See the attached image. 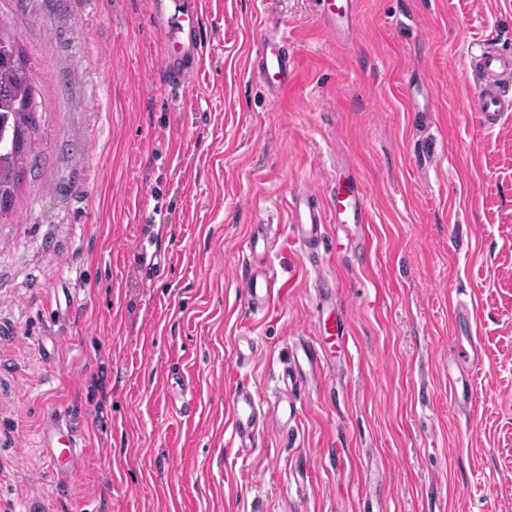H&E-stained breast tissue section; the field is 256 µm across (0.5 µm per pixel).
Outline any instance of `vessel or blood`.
<instances>
[{"label":"vessel or blood","instance_id":"1","mask_svg":"<svg viewBox=\"0 0 512 512\" xmlns=\"http://www.w3.org/2000/svg\"><path fill=\"white\" fill-rule=\"evenodd\" d=\"M355 0H314L315 12L329 32H336L351 21ZM203 0H151L150 18L160 36L161 61L167 80L181 91H189L190 75L196 68L203 48L200 26ZM255 67L270 87L287 89L293 79L291 55L286 39L264 38L256 49ZM477 84L472 91L471 106L484 126H501L512 113V54L494 49L483 50L473 60ZM289 210L296 236L303 245H311L323 234L326 217L339 224H363L367 208L363 187L351 175L336 173L326 196L308 186L290 194ZM244 299L253 310L266 309L278 290L268 269L243 262L239 276ZM296 405L279 397L263 405L259 394L241 385L235 388L230 402L232 432L239 448L252 447L261 424L271 421L280 425L294 419ZM41 446L50 463L65 460V476H73L82 462L80 435L64 429L56 419H48L40 432Z\"/></svg>","mask_w":512,"mask_h":512}]
</instances>
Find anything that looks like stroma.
I'll use <instances>...</instances> for the list:
<instances>
[{"label":"stroma","instance_id":"35a3bbf8","mask_svg":"<svg viewBox=\"0 0 512 512\" xmlns=\"http://www.w3.org/2000/svg\"><path fill=\"white\" fill-rule=\"evenodd\" d=\"M206 2L183 96L149 0H0L44 116L42 163L0 224V512H512V117L487 129L466 97L476 49L512 52V0H356L334 36L312 0ZM267 36L296 60L279 95L250 66ZM429 97L436 111L410 110ZM339 166L364 186L371 245L330 222L305 248L289 193ZM258 222L282 296L253 313L237 274ZM143 236L166 257L149 282ZM320 281L346 339L324 332ZM470 337L458 409L448 357ZM304 342L324 363L287 384ZM241 384L298 407L247 457ZM52 415L86 437L70 478L41 447ZM465 377H458L448 371V387L453 404L457 408H464L470 400L469 381Z\"/></svg>","mask_w":512,"mask_h":512}]
</instances>
